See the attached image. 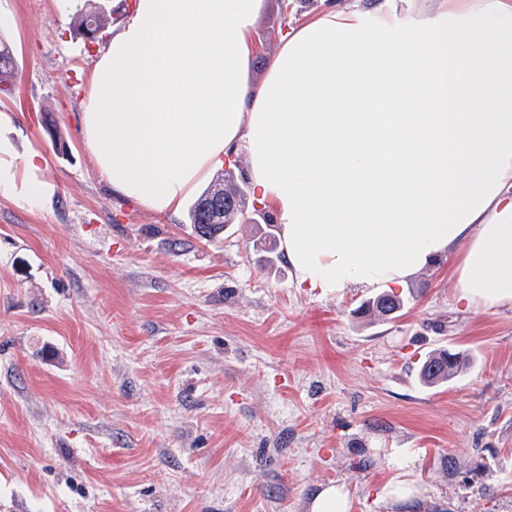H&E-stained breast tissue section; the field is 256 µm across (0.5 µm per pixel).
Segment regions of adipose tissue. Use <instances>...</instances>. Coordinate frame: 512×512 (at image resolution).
Wrapping results in <instances>:
<instances>
[{
    "label": "adipose tissue",
    "mask_w": 512,
    "mask_h": 512,
    "mask_svg": "<svg viewBox=\"0 0 512 512\" xmlns=\"http://www.w3.org/2000/svg\"><path fill=\"white\" fill-rule=\"evenodd\" d=\"M265 0H136L82 130L112 189L178 213L233 153L298 287L401 286L456 255V297L512 307V0H379L290 29ZM377 2L378 0H266L252 33L250 79L259 82L265 77L272 55L290 28L301 26L332 5L342 7L355 3L361 8H371Z\"/></svg>",
    "instance_id": "1"
}]
</instances>
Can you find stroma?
Here are the masks:
<instances>
[{
  "label": "stroma",
  "mask_w": 512,
  "mask_h": 512,
  "mask_svg": "<svg viewBox=\"0 0 512 512\" xmlns=\"http://www.w3.org/2000/svg\"><path fill=\"white\" fill-rule=\"evenodd\" d=\"M351 1L377 3L265 0L251 80ZM86 4L0 0V161L21 181L37 155L45 185L0 188V512H309L328 485L350 512H512V308L457 302L444 257L373 320L374 291L260 267L254 225L206 242L115 193L81 128L106 46L75 27ZM439 349L465 366L424 386Z\"/></svg>",
  "instance_id": "1"
}]
</instances>
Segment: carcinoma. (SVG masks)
<instances>
[{"label": "carcinoma", "instance_id": "cac0c4a2", "mask_svg": "<svg viewBox=\"0 0 512 512\" xmlns=\"http://www.w3.org/2000/svg\"><path fill=\"white\" fill-rule=\"evenodd\" d=\"M98 16V29L104 30L109 23V16L99 12V6L94 5L76 17L75 25L77 31L84 30V26L89 18ZM16 57L11 44L0 38V84L8 83L15 74ZM224 194V198L229 200V204L224 211L215 212L208 206L209 198L217 193ZM247 192L245 187L236 182L232 172L228 171L222 177L205 189L193 202L188 211L189 224L198 227L200 224L208 225V240L213 241L224 235V227L236 223V220L244 214L246 206ZM253 222L257 223V232L259 236L253 241V248L259 253V261L263 263L270 262L265 257L263 244L266 237L275 234V225L271 224L270 216L264 212H258L252 217ZM403 306L401 297L385 293L382 296L375 297L372 304L368 305L365 314L368 316L381 317L386 315V310H396ZM460 361L454 354L440 350L428 355L422 363L419 373L420 380L432 385L439 382H446L458 372Z\"/></svg>", "mask_w": 512, "mask_h": 512}]
</instances>
